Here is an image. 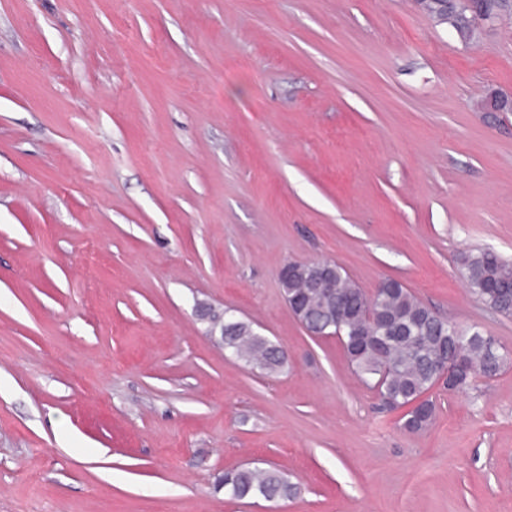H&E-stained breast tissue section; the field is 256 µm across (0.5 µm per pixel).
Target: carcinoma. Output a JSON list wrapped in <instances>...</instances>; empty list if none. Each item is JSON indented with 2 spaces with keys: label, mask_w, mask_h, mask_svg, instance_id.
I'll list each match as a JSON object with an SVG mask.
<instances>
[{
  "label": "carcinoma",
  "mask_w": 512,
  "mask_h": 512,
  "mask_svg": "<svg viewBox=\"0 0 512 512\" xmlns=\"http://www.w3.org/2000/svg\"><path fill=\"white\" fill-rule=\"evenodd\" d=\"M501 5L491 3L482 11L473 10L465 0H448V7L430 4L429 13L448 23L461 42L468 44L481 32V18ZM465 280L477 298L494 311L512 315V297L508 293L490 291L493 284L512 289V262L491 251L479 249L465 257ZM336 286L350 294L358 306L340 326L344 353L358 378L372 388H381L382 407L392 411L417 404L403 415V428L411 433L425 430L436 416V404L426 397L437 379V363L454 346L456 339L430 308L419 302L399 281L387 279L382 288L367 294L336 267ZM301 297L302 316L308 328L319 334L328 333V315L318 291L298 279L289 285ZM208 328L224 330V348L251 369L266 374L280 371L287 359L277 344L259 336L244 320L208 324ZM372 337L367 343L354 339L359 334ZM494 339L481 332L464 346L467 370L448 384L450 392L478 388L482 379H491L506 366L492 351ZM230 489L235 500L285 499L296 493L288 476L276 468L241 466L223 472L216 478V488Z\"/></svg>",
  "instance_id": "cac0c4a2"
}]
</instances>
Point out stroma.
Returning a JSON list of instances; mask_svg holds the SVG:
<instances>
[{
	"label": "stroma",
	"instance_id": "stroma-1",
	"mask_svg": "<svg viewBox=\"0 0 512 512\" xmlns=\"http://www.w3.org/2000/svg\"><path fill=\"white\" fill-rule=\"evenodd\" d=\"M512 27L419 0H0V512H512V366L379 407L278 282L330 259L512 351ZM288 350L250 370L195 302ZM298 487L231 501L215 475ZM448 10L442 6V3H432L428 10L440 20L446 21L456 32L462 43L469 44L475 40L482 29L479 26L481 18L495 10H500L501 4L490 3L483 11H475L467 3L471 0H447ZM465 280L477 298L500 314L512 315V297L508 293L495 294L488 288L512 289V262L491 250L479 249L465 257ZM230 489L231 499H285L296 493L288 476L276 468L241 466L224 471L216 478V488Z\"/></svg>",
	"mask_w": 512,
	"mask_h": 512
}]
</instances>
